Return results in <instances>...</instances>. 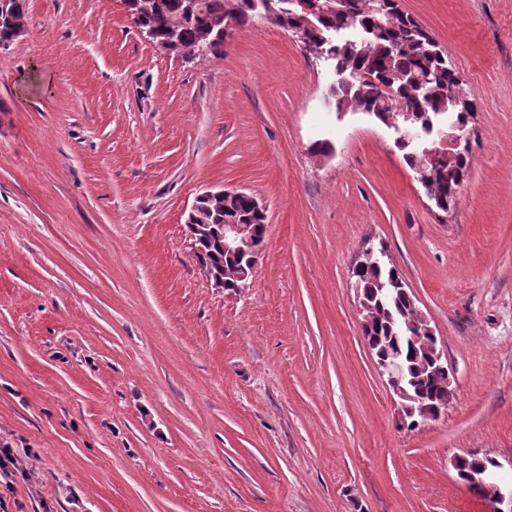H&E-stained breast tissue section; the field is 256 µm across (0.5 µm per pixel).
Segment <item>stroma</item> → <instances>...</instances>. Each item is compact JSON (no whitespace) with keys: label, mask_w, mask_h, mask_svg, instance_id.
Masks as SVG:
<instances>
[{"label":"stroma","mask_w":512,"mask_h":512,"mask_svg":"<svg viewBox=\"0 0 512 512\" xmlns=\"http://www.w3.org/2000/svg\"><path fill=\"white\" fill-rule=\"evenodd\" d=\"M400 4L477 106L446 213L276 25L191 62L121 0H26L0 50V444L34 456L11 512H488L452 460L512 479V0ZM210 189L267 206L236 292L191 255ZM378 243L451 378L413 429L361 334L352 269ZM495 459L488 455L479 456V454H464V457L458 459L457 476L464 480L477 478L478 474L484 468H490L494 465Z\"/></svg>","instance_id":"stroma-1"}]
</instances>
